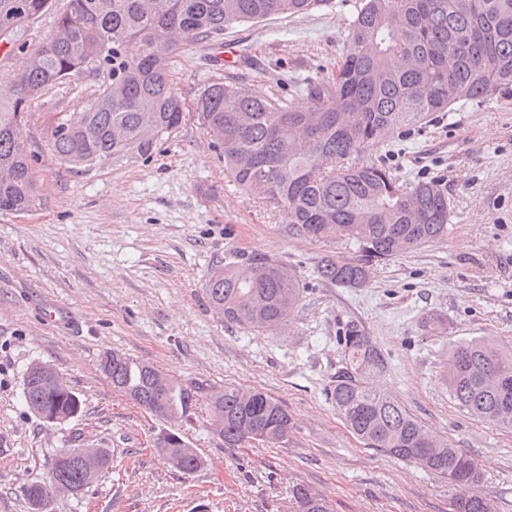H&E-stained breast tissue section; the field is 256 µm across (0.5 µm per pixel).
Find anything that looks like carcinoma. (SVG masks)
Segmentation results:
<instances>
[{"mask_svg":"<svg viewBox=\"0 0 512 512\" xmlns=\"http://www.w3.org/2000/svg\"><path fill=\"white\" fill-rule=\"evenodd\" d=\"M323 0H68L51 34L0 91V211L23 213L36 196L26 126L32 104L75 75L103 82L79 112L52 116L49 143L59 159L91 166L112 156L149 157L182 124L171 59L189 40L215 42L224 29L271 15H299ZM51 7V0H0V36L12 38ZM349 49L328 80L309 79L292 100L259 95L236 82L209 83L197 101L203 129L224 156V168L247 194L284 211L297 234L354 246L353 261L326 256L323 279L362 285L374 264L448 235L451 205L436 181L408 183L366 148L407 132L460 102L481 105L512 94V0H353ZM224 322L275 332L300 301L297 277L280 259L254 253L218 260L205 288ZM341 366L330 389L337 412L369 448L417 464L463 490L451 512H492L467 491L481 480L476 460L421 422L378 387L383 352L359 325L340 337ZM101 373L133 403L156 417L189 419L206 401L209 424L222 441L276 445L288 436L285 406L258 389L227 384L216 390L184 383L124 353H105ZM448 387L467 413L512 427V349L484 339L457 344L448 355ZM23 399L43 422L67 423L83 412L80 393L55 369L31 364ZM166 410L155 411V401ZM80 429L52 459L48 478L25 488L29 512L37 501L84 491L82 470H107L112 449L73 462L85 447ZM154 451L166 465L191 474L206 460L175 431H162ZM296 512H333L325 496L293 492Z\"/></svg>","mask_w":512,"mask_h":512,"instance_id":"carcinoma-1","label":"carcinoma"}]
</instances>
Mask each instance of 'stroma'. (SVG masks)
<instances>
[{
	"label": "stroma",
	"instance_id": "stroma-1",
	"mask_svg": "<svg viewBox=\"0 0 512 512\" xmlns=\"http://www.w3.org/2000/svg\"><path fill=\"white\" fill-rule=\"evenodd\" d=\"M349 0L300 15H272L225 29L218 43L190 44L174 59L181 127L150 159L111 157L64 164L49 145L53 113L76 112L99 81L74 77L31 108L27 130L37 194L24 214L0 212V512H27L23 491L45 480L74 430L114 452L111 467L83 494L58 496L54 512H294L292 490L325 495L335 512H449L455 488L354 436L328 395L343 356L336 336L356 322L384 353L379 384L436 436L475 458L474 486L492 512H512V430L459 409L446 383L448 353L491 339L512 347V97L456 106L368 157L401 180H435L453 205L448 234L371 267L346 288L323 280V256L357 259L353 247L297 235L282 212L236 189L203 130L199 93L213 78L307 106L297 87L326 79L347 50ZM48 12L10 41L0 79L24 65L52 31ZM231 45L248 64L223 69L212 56ZM255 251L297 274L298 309L273 334L225 324L205 282L217 259ZM441 319L426 327L427 317ZM112 351L183 382L257 388L278 399L292 422L272 447H225L205 411L159 419L113 390L98 361ZM51 365L84 401L81 417L47 426L26 407L29 364ZM180 432L206 460L182 474L152 444Z\"/></svg>",
	"mask_w": 512,
	"mask_h": 512
}]
</instances>
